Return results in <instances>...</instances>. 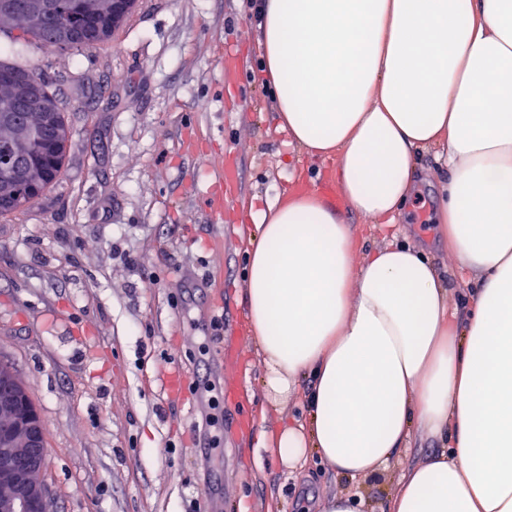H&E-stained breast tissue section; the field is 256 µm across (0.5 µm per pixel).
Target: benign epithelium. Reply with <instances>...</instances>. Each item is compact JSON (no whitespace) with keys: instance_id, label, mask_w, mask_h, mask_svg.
Masks as SVG:
<instances>
[{"instance_id":"benign-epithelium-1","label":"benign epithelium","mask_w":512,"mask_h":512,"mask_svg":"<svg viewBox=\"0 0 512 512\" xmlns=\"http://www.w3.org/2000/svg\"><path fill=\"white\" fill-rule=\"evenodd\" d=\"M52 0H28L24 14L43 23L52 10ZM36 103L41 122L16 129L8 113L22 104ZM52 101L42 95L38 82L28 74L0 72V115L10 156L0 178V195L18 206L35 198L36 182L44 158L66 145L54 134ZM46 466V436L43 420L33 405L20 377L7 365H0V512H52L50 491L41 480Z\"/></svg>"}]
</instances>
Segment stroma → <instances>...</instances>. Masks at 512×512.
Listing matches in <instances>:
<instances>
[{
    "mask_svg": "<svg viewBox=\"0 0 512 512\" xmlns=\"http://www.w3.org/2000/svg\"><path fill=\"white\" fill-rule=\"evenodd\" d=\"M251 15L249 0H138L103 44L55 50L0 37V59L47 79L72 135L61 179L0 216V362L45 423L53 512H299L306 496L339 492L385 512L399 474L437 449L411 448L355 481L318 461L297 476L262 445L302 406L294 397L275 408L260 388L245 227L233 217L315 177L319 164L277 129ZM187 126L207 146L190 161L179 156ZM228 148L243 191L219 221L204 195ZM437 198L436 184H422L406 229L462 316L471 300L437 231ZM225 347L236 363L221 365ZM168 365L202 385H242L244 399L224 405L223 448L200 445L199 392L163 393L155 375Z\"/></svg>",
    "mask_w": 512,
    "mask_h": 512,
    "instance_id": "1",
    "label": "stroma"
}]
</instances>
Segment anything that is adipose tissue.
I'll use <instances>...</instances> for the list:
<instances>
[{
    "label": "adipose tissue",
    "instance_id": "ef3b65f1",
    "mask_svg": "<svg viewBox=\"0 0 512 512\" xmlns=\"http://www.w3.org/2000/svg\"><path fill=\"white\" fill-rule=\"evenodd\" d=\"M278 127L326 163L347 209L403 223L417 155L447 170L437 223L474 292L458 319L424 248L358 255L321 189L254 214L248 323L275 404L309 378L307 419L268 446L365 479L412 437L387 512H512V0H261Z\"/></svg>",
    "mask_w": 512,
    "mask_h": 512
}]
</instances>
